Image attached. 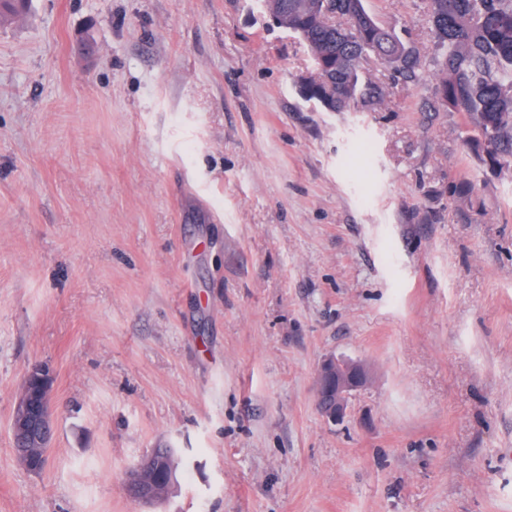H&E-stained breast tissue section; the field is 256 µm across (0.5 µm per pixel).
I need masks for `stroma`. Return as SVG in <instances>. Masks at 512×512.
Wrapping results in <instances>:
<instances>
[{
    "label": "stroma",
    "instance_id": "obj_1",
    "mask_svg": "<svg viewBox=\"0 0 512 512\" xmlns=\"http://www.w3.org/2000/svg\"><path fill=\"white\" fill-rule=\"evenodd\" d=\"M419 56L322 112L257 0H32L0 26V512H512V173ZM470 182L460 199L451 185ZM369 384L332 425L327 358ZM53 376L42 471L10 419ZM155 448L182 464L134 502ZM154 455L148 457L143 461V464H138L134 469L129 472H126L125 483L128 490V493L132 499L142 503H153L158 500L155 499L152 492L143 485L139 472L142 467L150 465Z\"/></svg>",
    "mask_w": 512,
    "mask_h": 512
}]
</instances>
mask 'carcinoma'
<instances>
[{
  "mask_svg": "<svg viewBox=\"0 0 512 512\" xmlns=\"http://www.w3.org/2000/svg\"><path fill=\"white\" fill-rule=\"evenodd\" d=\"M319 58L323 69L304 97L325 112L382 101L384 88L361 78V64L376 58L406 82L417 79L418 58L365 9L364 0H332L343 25L333 29L315 0H265ZM29 0H0V22L27 8ZM429 23L438 46L435 91L443 105L467 115L478 132L481 161L512 164V0H429Z\"/></svg>",
  "mask_w": 512,
  "mask_h": 512,
  "instance_id": "obj_1",
  "label": "carcinoma"
}]
</instances>
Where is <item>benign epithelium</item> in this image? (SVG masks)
<instances>
[{"mask_svg": "<svg viewBox=\"0 0 512 512\" xmlns=\"http://www.w3.org/2000/svg\"><path fill=\"white\" fill-rule=\"evenodd\" d=\"M370 379L369 371L355 362L326 359L320 366L315 383V402L320 413L330 422L342 420L346 414L352 393L365 387ZM53 378L44 367H34L25 376L10 420L15 454L25 456L29 448L37 445L49 448L53 433L50 411ZM148 457L126 473L125 483L130 497L138 502L153 503L155 497L143 485L139 472L142 466L151 464Z\"/></svg>", "mask_w": 512, "mask_h": 512, "instance_id": "obj_1", "label": "benign epithelium"}]
</instances>
